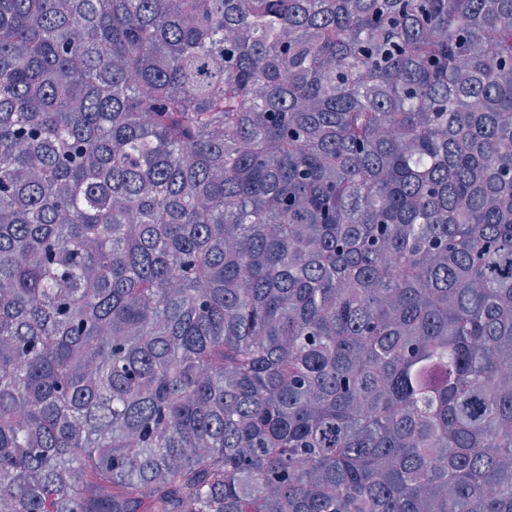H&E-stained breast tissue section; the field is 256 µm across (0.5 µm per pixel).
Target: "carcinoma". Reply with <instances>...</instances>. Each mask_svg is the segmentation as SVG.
<instances>
[{
    "label": "carcinoma",
    "instance_id": "cac0c4a2",
    "mask_svg": "<svg viewBox=\"0 0 512 512\" xmlns=\"http://www.w3.org/2000/svg\"><path fill=\"white\" fill-rule=\"evenodd\" d=\"M0 512H512V0H0Z\"/></svg>",
    "mask_w": 512,
    "mask_h": 512
}]
</instances>
